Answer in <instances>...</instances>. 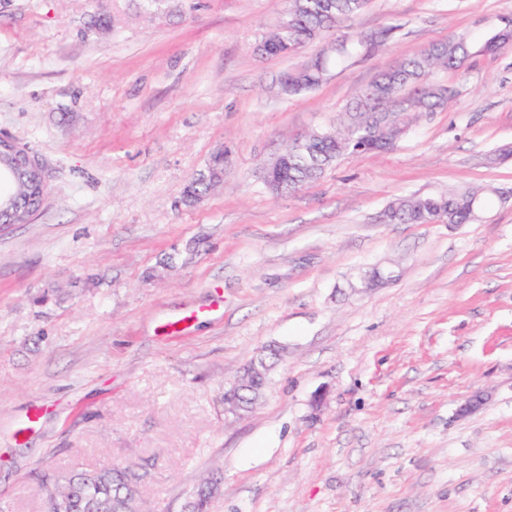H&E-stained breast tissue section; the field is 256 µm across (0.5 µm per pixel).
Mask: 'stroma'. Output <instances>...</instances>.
I'll return each mask as SVG.
<instances>
[{
	"label": "stroma",
	"instance_id": "1",
	"mask_svg": "<svg viewBox=\"0 0 512 512\" xmlns=\"http://www.w3.org/2000/svg\"><path fill=\"white\" fill-rule=\"evenodd\" d=\"M286 0H0V134L48 196L0 229V512H46L36 475L146 464L147 512H512V0H370L341 32L396 26L298 96L318 54L254 46ZM110 29L95 26L98 16ZM447 110L390 152L343 155L272 195L262 167L335 124L401 58L454 35ZM224 157V180L188 203ZM498 187L471 224H389L394 199ZM380 267L387 280L358 288ZM282 347L264 399L224 386ZM479 398L478 406L463 405ZM221 481V476L218 473L211 474L208 478L203 480L193 491V493L186 499L181 511L210 512L212 502L220 492Z\"/></svg>",
	"mask_w": 512,
	"mask_h": 512
}]
</instances>
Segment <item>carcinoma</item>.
Masks as SVG:
<instances>
[{"mask_svg":"<svg viewBox=\"0 0 512 512\" xmlns=\"http://www.w3.org/2000/svg\"><path fill=\"white\" fill-rule=\"evenodd\" d=\"M370 0H288V8L274 29L265 33L255 51L265 57H286L306 45L322 40L343 22L360 13ZM395 28L383 27L362 36L351 32L324 47L301 67L283 73L278 82L282 95L295 96L318 87L331 63L352 53L368 54L394 37ZM512 42V20L502 35L488 37L485 51H498ZM469 42L454 36L433 44L416 55L381 73L358 91L336 125V136L325 139L307 136L288 144V168L274 194L291 193L319 180L345 153L381 152L385 140L375 128L397 124L408 128L409 122L424 113L439 112L457 95L452 86L429 81L437 69L456 70L469 56ZM214 178L200 176L188 185L192 200L202 201L212 191ZM501 195L492 188H467L444 195L411 194L391 202L386 212L391 224H426L443 215L448 224H471L484 210L491 197ZM269 372L250 377L235 394L242 413L250 412L262 397ZM147 471L142 467L113 465L92 471L70 473L45 472L38 478L49 512H142L139 486ZM221 488V476L211 474L186 499L182 512H211L212 502Z\"/></svg>","mask_w":512,"mask_h":512,"instance_id":"1","label":"carcinoma"}]
</instances>
